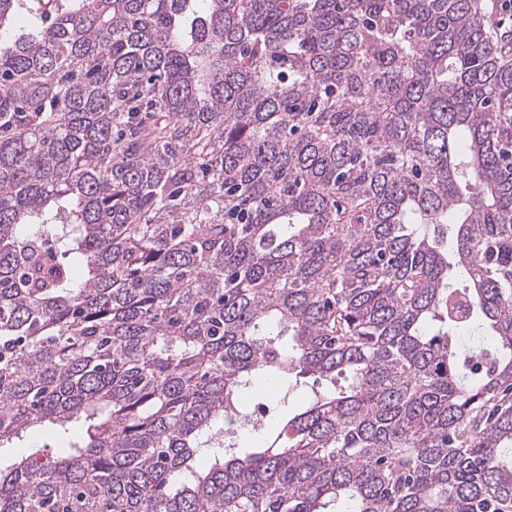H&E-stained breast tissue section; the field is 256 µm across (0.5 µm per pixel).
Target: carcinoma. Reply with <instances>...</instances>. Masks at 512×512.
Returning <instances> with one entry per match:
<instances>
[{"mask_svg":"<svg viewBox=\"0 0 512 512\" xmlns=\"http://www.w3.org/2000/svg\"><path fill=\"white\" fill-rule=\"evenodd\" d=\"M74 418L0 512H512L482 0H0V447Z\"/></svg>","mask_w":512,"mask_h":512,"instance_id":"carcinoma-1","label":"carcinoma"}]
</instances>
